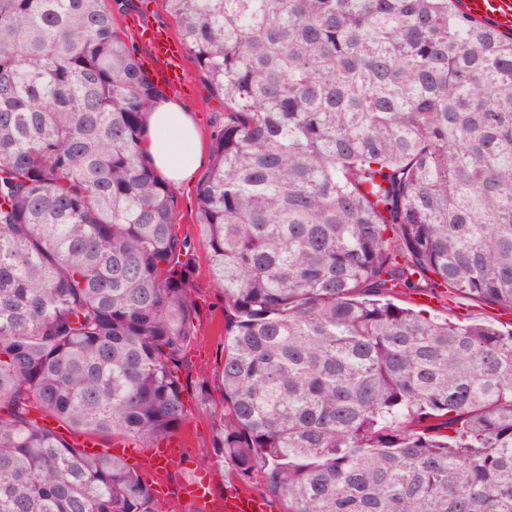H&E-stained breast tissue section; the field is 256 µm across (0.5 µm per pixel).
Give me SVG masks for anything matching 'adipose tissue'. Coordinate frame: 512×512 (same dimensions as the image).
I'll list each match as a JSON object with an SVG mask.
<instances>
[{
  "label": "adipose tissue",
  "instance_id": "adipose-tissue-1",
  "mask_svg": "<svg viewBox=\"0 0 512 512\" xmlns=\"http://www.w3.org/2000/svg\"><path fill=\"white\" fill-rule=\"evenodd\" d=\"M146 119L156 170L175 183L190 177L200 161L199 136L179 103L168 100L154 106Z\"/></svg>",
  "mask_w": 512,
  "mask_h": 512
}]
</instances>
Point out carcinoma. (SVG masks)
I'll return each instance as SVG.
<instances>
[{"mask_svg": "<svg viewBox=\"0 0 512 512\" xmlns=\"http://www.w3.org/2000/svg\"><path fill=\"white\" fill-rule=\"evenodd\" d=\"M224 127L176 232L157 90L106 0H0V512H163L99 448L185 422L194 249L224 298L213 459L283 512H512V35L460 0H163ZM394 303L404 306L425 309L431 317L439 319L448 318L451 321H461L468 323L474 322H492L498 327L510 329L512 325V313H507L500 307L492 304L478 303L471 300H448L447 296L437 297L432 304V295L425 294L421 297V301L430 304L422 305L418 299V295H395L392 300Z\"/></svg>", "mask_w": 512, "mask_h": 512, "instance_id": "carcinoma-1", "label": "carcinoma"}]
</instances>
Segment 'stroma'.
<instances>
[{"label": "stroma", "instance_id": "35a3bbf8", "mask_svg": "<svg viewBox=\"0 0 512 512\" xmlns=\"http://www.w3.org/2000/svg\"><path fill=\"white\" fill-rule=\"evenodd\" d=\"M116 29L129 31L131 17L140 18L145 24L165 28L170 35H177L178 27L166 11L162 0H108ZM184 82L164 90L163 98L178 100L189 118L197 126L201 142L199 171H206L211 164L210 142L216 130L224 124V103L217 98L200 77L191 55L183 57ZM189 283L195 291L197 308L196 339L185 353L179 368L182 382V399L186 408L184 432L189 435L188 455L191 464L177 463L168 468L166 481L177 487L192 474L193 469L210 473L215 494L221 495L233 488H240L231 462L216 463L211 458L214 410L224 402V385L221 364L224 359V312L222 295L210 279L204 254H197L189 270ZM426 311L433 317L464 323L491 322L498 327H512V313L500 307L470 300H448L439 297Z\"/></svg>", "mask_w": 512, "mask_h": 512}]
</instances>
